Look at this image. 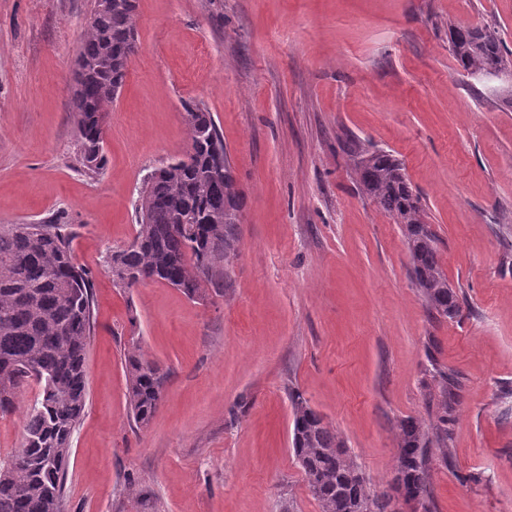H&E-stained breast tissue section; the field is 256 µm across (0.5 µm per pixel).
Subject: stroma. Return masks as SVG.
<instances>
[{
	"mask_svg": "<svg viewBox=\"0 0 512 512\" xmlns=\"http://www.w3.org/2000/svg\"><path fill=\"white\" fill-rule=\"evenodd\" d=\"M94 0H0V224L62 213L93 280L87 404L66 512H320L291 450V389L384 489L396 424L432 422L437 369L460 382L432 512H512V83L480 81L456 26L512 52V0H138L139 52L106 116L105 164L76 172L69 113ZM203 102L243 192L223 296L114 287L144 175L182 155ZM363 149L398 158L460 299L433 316L400 225L360 190ZM169 373L144 428L127 402L131 338ZM29 386L0 415L21 443Z\"/></svg>",
	"mask_w": 512,
	"mask_h": 512,
	"instance_id": "obj_1",
	"label": "stroma"
}]
</instances>
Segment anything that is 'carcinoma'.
I'll list each match as a JSON object with an SVG mask.
<instances>
[{
  "label": "carcinoma",
  "mask_w": 512,
  "mask_h": 512,
  "mask_svg": "<svg viewBox=\"0 0 512 512\" xmlns=\"http://www.w3.org/2000/svg\"><path fill=\"white\" fill-rule=\"evenodd\" d=\"M136 16L137 0H112L109 11L93 8L79 36L77 61L86 82L73 92L70 112L78 170L87 175L98 174L105 163L100 118L126 82ZM450 51L470 75L512 67L492 29L452 28ZM183 109L188 149L140 192L150 223L137 222L133 240L110 250L105 267L121 288L149 279L194 300L224 292L240 243L243 194L211 113L195 102ZM355 176L366 196L402 226L412 275L429 311L455 317L458 293L440 267L435 236L402 164L386 151H367ZM66 229L60 215L39 224H0V414L13 408L20 389L32 381L39 386L19 448L0 461V512H63L71 440L86 408L85 354L93 328L92 279L74 262ZM125 366L130 416L145 427L163 402L167 374L141 352L138 340ZM437 374L436 421H399L389 483L419 495L426 510L431 450L448 460L457 405L458 378L445 370ZM290 400L292 452L320 512H389L388 493L369 486L336 430L300 391H292Z\"/></svg>",
  "instance_id": "obj_1"
}]
</instances>
